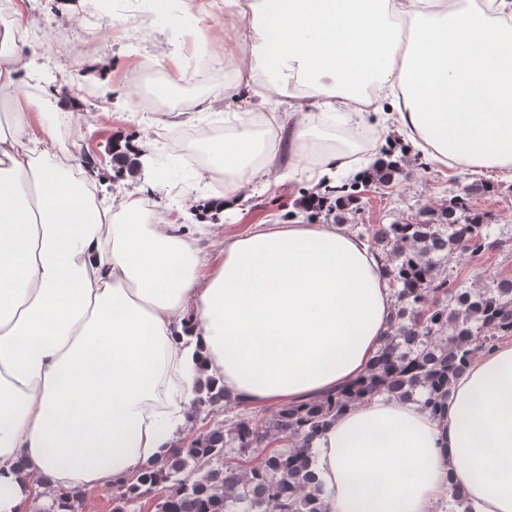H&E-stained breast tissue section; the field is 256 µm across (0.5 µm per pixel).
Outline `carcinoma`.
Instances as JSON below:
<instances>
[{
	"label": "carcinoma",
	"instance_id": "carcinoma-1",
	"mask_svg": "<svg viewBox=\"0 0 512 512\" xmlns=\"http://www.w3.org/2000/svg\"><path fill=\"white\" fill-rule=\"evenodd\" d=\"M401 158L388 155L370 178L345 181L308 206L311 215L332 214L335 206L354 204L370 183L391 185ZM475 184L458 189L441 210L445 221L369 224L362 234L379 247L383 272L397 299L392 333L368 372L320 403L282 407L262 420L238 414L206 436L185 443L164 461L137 476V483L115 482L112 512H128L160 483L168 493L156 512H326L323 490L312 471V444L329 417L377 395L403 400L424 398L437 408L478 351L490 352L512 336V278L484 288H467L437 268L462 248L473 255L505 247L512 238L490 240L491 225L470 212L466 197ZM225 399L224 387L210 381L196 389L194 408ZM55 512H79V495L50 499ZM445 512H473L463 490L452 483Z\"/></svg>",
	"mask_w": 512,
	"mask_h": 512
}]
</instances>
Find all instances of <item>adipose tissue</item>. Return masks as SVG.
<instances>
[{"label": "adipose tissue", "mask_w": 512, "mask_h": 512, "mask_svg": "<svg viewBox=\"0 0 512 512\" xmlns=\"http://www.w3.org/2000/svg\"><path fill=\"white\" fill-rule=\"evenodd\" d=\"M243 23L235 73L289 95L295 152L336 124L319 177L365 163L354 135L388 102L437 166L512 181V0H224ZM17 12L0 28V88L17 80ZM317 112L306 111L304 98ZM228 111L210 152L220 211L271 170L279 106ZM15 102L0 127V512L88 490L168 457L195 388L254 407L317 401L363 375L396 299L368 244L339 224H256L211 263L201 224L108 217L93 165L52 161L50 126ZM327 512H440L449 483L474 512H512V343L474 360L439 410L376 396L315 440Z\"/></svg>", "instance_id": "obj_1"}]
</instances>
